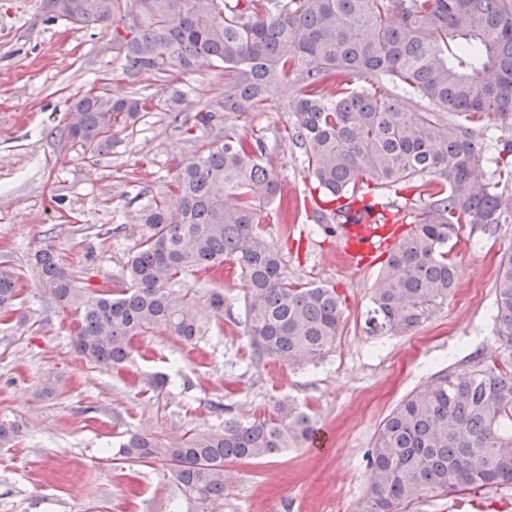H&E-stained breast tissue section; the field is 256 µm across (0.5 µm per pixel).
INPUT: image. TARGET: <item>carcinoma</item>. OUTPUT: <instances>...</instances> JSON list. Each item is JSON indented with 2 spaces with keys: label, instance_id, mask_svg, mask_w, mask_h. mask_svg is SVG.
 I'll return each mask as SVG.
<instances>
[{
  "label": "carcinoma",
  "instance_id": "obj_1",
  "mask_svg": "<svg viewBox=\"0 0 512 512\" xmlns=\"http://www.w3.org/2000/svg\"><path fill=\"white\" fill-rule=\"evenodd\" d=\"M44 8L77 28L110 30L119 80L130 86L145 74L222 63L226 119L274 108L282 86L293 83L286 134L337 215L355 200L377 212L372 228L384 230L388 206L361 185L432 178L438 190L377 277L363 320L369 336L406 334L447 302L458 281L449 252L460 226L490 234L512 212L499 192L512 180V140L490 177L480 144L486 116L512 118V0H45ZM417 99L434 109L415 110ZM165 106L179 118L184 94L167 92ZM150 108L151 100L134 93L90 92L68 113L64 141L94 158ZM265 159L261 140L249 142L231 123L222 143L181 161L142 210L145 232L126 257L119 288L82 286L54 248L37 252L51 300L77 314L78 353L119 369L149 333L197 344L220 327L224 289L198 288L188 278L218 276L226 263L244 283L253 355L303 368L334 352L340 297L288 280L280 251L258 229L266 203H277L285 234L298 210ZM19 280L13 265L0 262L1 314L15 311ZM494 293L493 333L511 346L512 254L498 262ZM315 430L311 417L283 398L263 415L226 417L217 431L133 433L118 453L165 462L186 502L215 512L228 465L298 448ZM20 434L17 422L0 419L1 446ZM367 469L359 512H400L422 499L511 485L512 372L475 357L462 371L433 374L383 419Z\"/></svg>",
  "mask_w": 512,
  "mask_h": 512
}]
</instances>
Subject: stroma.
Listing matches in <instances>:
<instances>
[{
    "mask_svg": "<svg viewBox=\"0 0 512 512\" xmlns=\"http://www.w3.org/2000/svg\"><path fill=\"white\" fill-rule=\"evenodd\" d=\"M118 51L110 32L50 20L43 0H0V261L22 274V303L0 323V417L23 433L0 447V512H188L163 462L142 464L118 453L128 432L177 437L217 430L225 415H259L288 396L328 431L330 448H291L270 458L231 464L233 478L219 512H357L368 480L363 455L383 419L415 388L471 357L512 359L493 333L494 281L500 257L512 252V218L495 233L463 226L453 241L459 280L447 303L401 336H368L362 314L382 268L336 259L340 236L318 224L296 225L282 239L272 207L260 230L280 246L289 280L324 285L342 298L344 322L336 351L320 364L293 370L255 361L243 325L224 320L188 346L161 333L142 337L124 374L98 367L71 345L74 312L52 302L34 269V254L53 245L74 274L95 285L121 280L128 252L144 227L143 207L165 189L176 165L220 139L223 123L191 133L175 129L162 101L167 88L189 103L220 105L224 67L143 78L140 95L156 107L111 146L86 159L61 140L73 102L90 90L125 96L115 80ZM289 113L250 112L240 131L265 142L283 189L308 192L311 175L285 137ZM162 372L161 395L143 376ZM53 374L58 391L41 392Z\"/></svg>",
    "mask_w": 512,
    "mask_h": 512,
    "instance_id": "stroma-1",
    "label": "stroma"
}]
</instances>
